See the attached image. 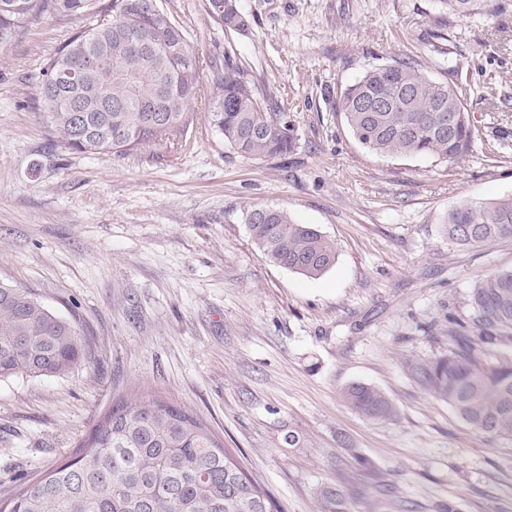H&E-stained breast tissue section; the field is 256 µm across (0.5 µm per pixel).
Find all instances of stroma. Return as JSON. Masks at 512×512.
Masks as SVG:
<instances>
[{
    "label": "stroma",
    "mask_w": 512,
    "mask_h": 512,
    "mask_svg": "<svg viewBox=\"0 0 512 512\" xmlns=\"http://www.w3.org/2000/svg\"><path fill=\"white\" fill-rule=\"evenodd\" d=\"M163 2L200 58L230 56L277 96L297 144L242 157L201 100L184 136L76 153L37 95L74 21L36 17L0 48V281L77 318L92 353L65 378L0 382V503L148 392L198 414L282 512H317L336 483L347 512H512V441L472 428L406 368L445 352L470 289L512 269V240L461 248L441 233L461 201L512 194V6L454 17L436 0H236L235 30L207 0ZM395 57L461 85L474 130L462 166L354 139L340 94ZM255 205L316 225L335 265L310 279L270 264L244 222ZM353 382L385 392L395 417L351 411Z\"/></svg>",
    "instance_id": "stroma-1"
}]
</instances>
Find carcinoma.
<instances>
[{
  "label": "carcinoma",
  "mask_w": 512,
  "mask_h": 512,
  "mask_svg": "<svg viewBox=\"0 0 512 512\" xmlns=\"http://www.w3.org/2000/svg\"><path fill=\"white\" fill-rule=\"evenodd\" d=\"M0 0V46L34 17L52 13L76 22L51 56L38 85L42 111L70 150L123 154L181 136L193 122L202 66L215 93L210 121L225 144L250 159L283 156L296 128L274 95L261 90L230 56L204 61L181 26L155 0ZM451 16L487 15L488 0H437ZM235 0H209L219 25L241 30ZM112 24L100 25L102 17ZM79 71V83L52 80L59 65ZM354 139L379 155H429L460 165L473 130L456 88L430 78L411 58L368 68L340 96ZM459 121L448 126V115ZM127 135L112 141L116 129ZM250 238L272 264L315 278L336 263V243L286 211L253 207ZM448 242L475 246L512 239V196L464 201L448 210ZM471 327L448 323V352L408 363L412 380L447 403L467 424L512 441V269L492 273L471 289ZM91 359L77 319L58 315L29 288L0 282V381L19 375L65 377ZM346 405L373 421L396 407L381 390L353 383ZM348 489L324 487L319 512H345ZM0 512H281L224 444L190 409L152 394L119 401L77 450L50 471L21 484Z\"/></svg>",
  "instance_id": "cac0c4a2"
}]
</instances>
